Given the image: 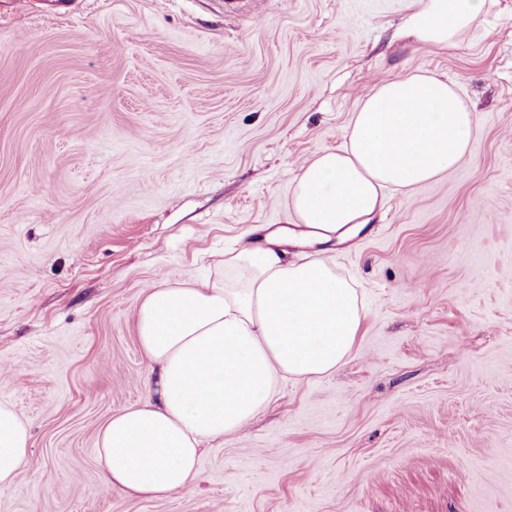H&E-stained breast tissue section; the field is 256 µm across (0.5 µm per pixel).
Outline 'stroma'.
Segmentation results:
<instances>
[{"label": "stroma", "instance_id": "35a3bbf8", "mask_svg": "<svg viewBox=\"0 0 512 512\" xmlns=\"http://www.w3.org/2000/svg\"><path fill=\"white\" fill-rule=\"evenodd\" d=\"M408 6L0 0V402L31 435L0 512H512V0L443 50L404 36ZM414 72L458 85L477 132L337 245L367 306L351 356L205 444L192 490L105 489L146 288L295 223L301 164Z\"/></svg>", "mask_w": 512, "mask_h": 512}]
</instances>
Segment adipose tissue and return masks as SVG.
<instances>
[{"instance_id":"obj_1","label":"adipose tissue","mask_w":512,"mask_h":512,"mask_svg":"<svg viewBox=\"0 0 512 512\" xmlns=\"http://www.w3.org/2000/svg\"><path fill=\"white\" fill-rule=\"evenodd\" d=\"M494 0H411L406 33L422 46L456 44ZM462 90L427 73L383 82L359 102L340 146L300 168L287 205L300 227L278 228L224 260L213 280L147 288L136 318L147 366L142 401L99 428L97 461L108 489L153 501L197 480L203 442L233 434L282 381L336 370L367 317L352 278L329 257L385 206L455 170L475 135ZM292 247L315 256L288 260ZM29 453L27 422L0 403V492Z\"/></svg>"}]
</instances>
